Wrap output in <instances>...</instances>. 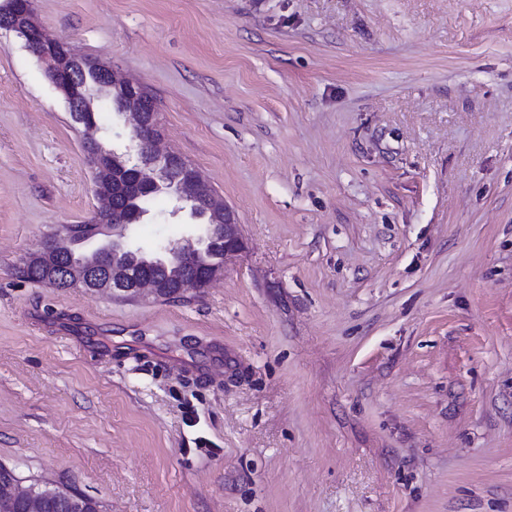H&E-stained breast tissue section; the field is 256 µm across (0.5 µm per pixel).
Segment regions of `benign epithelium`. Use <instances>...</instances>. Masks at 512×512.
Listing matches in <instances>:
<instances>
[{"label":"benign epithelium","mask_w":512,"mask_h":512,"mask_svg":"<svg viewBox=\"0 0 512 512\" xmlns=\"http://www.w3.org/2000/svg\"><path fill=\"white\" fill-rule=\"evenodd\" d=\"M15 32L27 49L44 65L45 73L66 103L73 121L84 129V150L94 173L95 194L100 201L89 224H66L46 237L24 265L44 264L56 268V278L68 287L107 293L113 297H137L144 290L162 296L168 290L177 296L187 288L201 290L223 273L222 266L199 267L198 255L224 245V261L240 255L245 248L237 217L223 201L212 195L197 169L177 152L160 154L155 143L160 137L158 111L153 97L139 84L122 78L108 62L77 54L64 39L49 38L43 32L34 0H3L0 30ZM124 89L118 115L130 132L126 150L119 153L95 137L93 92L112 97V89ZM178 176L170 178L171 169ZM126 177L125 189L137 196L172 195L190 207L196 224L190 233L154 252L133 245L130 229L144 217L116 206L112 177ZM70 244V256L58 258L57 243ZM160 264L182 271L176 284L168 286L149 271ZM0 512H45L34 487L18 483L13 500L0 502Z\"/></svg>","instance_id":"benign-epithelium-1"}]
</instances>
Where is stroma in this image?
Here are the masks:
<instances>
[{
    "label": "stroma",
    "mask_w": 512,
    "mask_h": 512,
    "mask_svg": "<svg viewBox=\"0 0 512 512\" xmlns=\"http://www.w3.org/2000/svg\"><path fill=\"white\" fill-rule=\"evenodd\" d=\"M241 225L209 288L24 277L98 202L0 30V463L103 512H512V0H35ZM154 196L150 249L190 223Z\"/></svg>",
    "instance_id": "35a3bbf8"
}]
</instances>
